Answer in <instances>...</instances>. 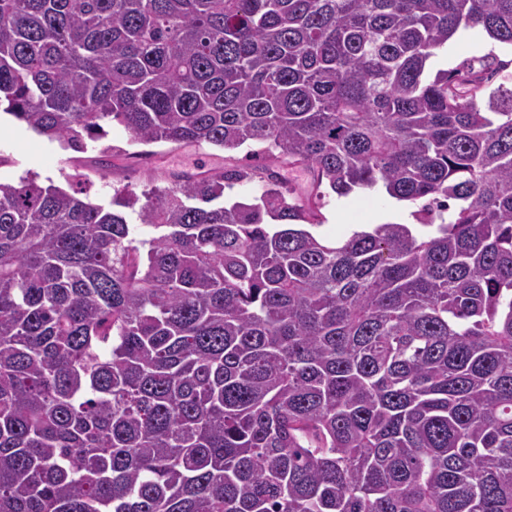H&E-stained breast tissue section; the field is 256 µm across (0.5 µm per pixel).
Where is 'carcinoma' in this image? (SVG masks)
<instances>
[{
	"label": "carcinoma",
	"instance_id": "carcinoma-1",
	"mask_svg": "<svg viewBox=\"0 0 512 512\" xmlns=\"http://www.w3.org/2000/svg\"><path fill=\"white\" fill-rule=\"evenodd\" d=\"M474 27L512 45V0H0L36 134L262 160L0 183V512H512V89L425 75ZM376 187L420 226L313 231Z\"/></svg>",
	"mask_w": 512,
	"mask_h": 512
}]
</instances>
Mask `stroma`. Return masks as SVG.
I'll list each match as a JSON object with an SVG mask.
<instances>
[{"label": "stroma", "instance_id": "stroma-1", "mask_svg": "<svg viewBox=\"0 0 512 512\" xmlns=\"http://www.w3.org/2000/svg\"><path fill=\"white\" fill-rule=\"evenodd\" d=\"M461 41L449 42L430 61L429 75L454 68L459 60H474L493 53L507 68L492 79V86L512 83V46L488 40L478 27L463 30ZM111 147L110 165H101V150ZM245 150L224 152L213 147L168 145L143 147L135 144L129 132L113 125L105 141H86L83 150L65 149L58 142L39 136L10 116L0 117V183H14L26 174L40 182L60 187L90 179L92 202L110 206L116 189L128 187L142 191L151 186H168L176 175L213 172L246 162ZM323 222L321 236L343 239L353 231L389 222L412 223L413 204L389 197L384 190L356 191L348 196L327 195L319 207Z\"/></svg>", "mask_w": 512, "mask_h": 512}]
</instances>
